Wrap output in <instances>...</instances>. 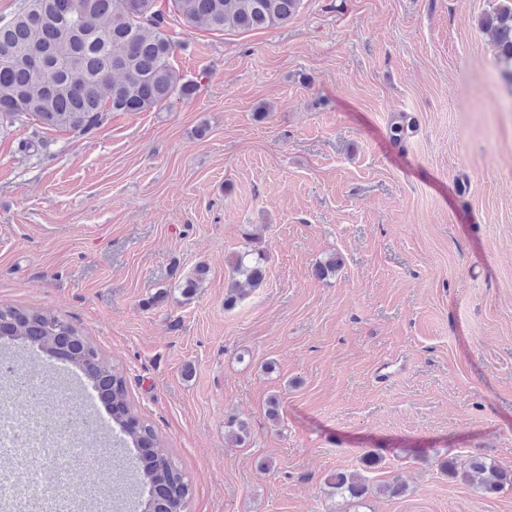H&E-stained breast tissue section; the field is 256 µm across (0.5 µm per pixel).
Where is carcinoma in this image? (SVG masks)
<instances>
[{"label":"carcinoma","instance_id":"1","mask_svg":"<svg viewBox=\"0 0 512 512\" xmlns=\"http://www.w3.org/2000/svg\"><path fill=\"white\" fill-rule=\"evenodd\" d=\"M71 20L57 17L58 0H21L18 10L0 19V127L27 117L47 129L86 134L110 112H147L188 98L196 84L183 82L171 64L175 44L165 29L173 21L189 28L244 32L284 25L301 0H77ZM481 26L492 32L501 68L512 81V7L484 15ZM414 128L406 114L390 127L395 142ZM267 255L246 245L233 255L232 279L224 309L233 310L266 280ZM207 268L198 264L178 284L192 300ZM0 341H18L61 357L93 377L112 415V429L136 448V465L145 499L143 512H186L191 487L153 427L135 415L127 400L123 374L112 366L73 323L35 308L0 306ZM224 438L243 445L250 438L246 422L224 418ZM448 474L481 493L512 486V471L485 457L463 463L445 461ZM331 494L355 508L367 507L373 494L405 495L397 481L375 488L357 472H336L325 481Z\"/></svg>","mask_w":512,"mask_h":512}]
</instances>
